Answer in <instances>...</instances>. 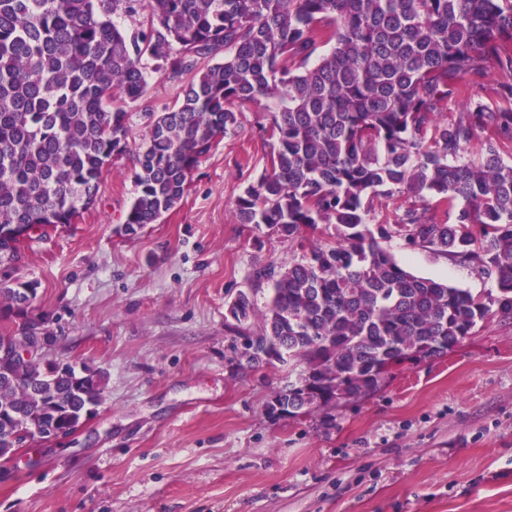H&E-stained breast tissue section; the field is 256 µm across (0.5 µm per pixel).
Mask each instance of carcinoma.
Wrapping results in <instances>:
<instances>
[{
  "label": "carcinoma",
  "mask_w": 512,
  "mask_h": 512,
  "mask_svg": "<svg viewBox=\"0 0 512 512\" xmlns=\"http://www.w3.org/2000/svg\"><path fill=\"white\" fill-rule=\"evenodd\" d=\"M151 62L181 83L160 111L147 102ZM491 62L512 72V0H0V226L75 223L103 169L128 155L123 231L135 234L180 202L238 114L270 100L267 164L235 215L301 255L254 269L270 285L264 309L241 293L229 313L253 329L248 363L269 348L267 363L297 371L273 395L286 416L355 401L488 318L512 320V83L485 94ZM452 100L464 111L450 118ZM382 200L394 218L374 224ZM319 224L334 234L309 240ZM394 237L473 268L496 293L413 273L384 246ZM36 293L1 278L0 308ZM102 393L89 370L0 364V460L25 429L71 434Z\"/></svg>",
  "instance_id": "carcinoma-1"
}]
</instances>
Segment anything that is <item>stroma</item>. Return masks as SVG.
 <instances>
[{"mask_svg": "<svg viewBox=\"0 0 512 512\" xmlns=\"http://www.w3.org/2000/svg\"><path fill=\"white\" fill-rule=\"evenodd\" d=\"M239 122L158 223L121 233L135 195L124 156L76 223L24 244L16 274L37 297L0 314V334L38 326L53 339L46 358L103 375L105 401L74 435L28 443L0 467V512H512V321L401 364L369 398L270 414L296 375L240 360L228 305L244 292L264 306L252 271L298 252L236 221L266 165V105ZM387 247L417 275L496 289L429 249Z\"/></svg>", "mask_w": 512, "mask_h": 512, "instance_id": "1", "label": "stroma"}]
</instances>
